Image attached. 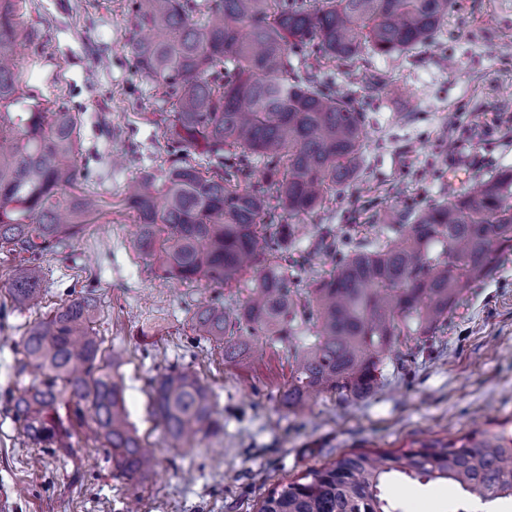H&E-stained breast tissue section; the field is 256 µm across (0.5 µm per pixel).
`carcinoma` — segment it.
<instances>
[{"instance_id":"obj_1","label":"carcinoma","mask_w":512,"mask_h":512,"mask_svg":"<svg viewBox=\"0 0 512 512\" xmlns=\"http://www.w3.org/2000/svg\"><path fill=\"white\" fill-rule=\"evenodd\" d=\"M18 0H0V249L27 254L9 296L39 303L34 261L78 236L99 213L95 193L67 194L77 179L81 133L74 113L45 112L24 99L14 58ZM454 0H129L144 35L129 42L141 78L169 106L167 142L177 157L161 177L131 181L134 251L167 277L242 288L229 306L211 300L192 317L197 339L239 363L259 343H288L291 376L282 402L303 410L311 393L349 400L374 393L387 364L402 360L403 336H432L463 291L512 251V167L418 210L384 209L377 243L318 226L302 259L291 248L299 224H281L270 192L290 218L320 211L327 193L360 177L369 114L355 87L388 84L362 69L372 56H404L430 44ZM345 69L353 88L336 82ZM221 169L200 171L198 152ZM331 259L310 287L306 265ZM98 301L72 298L32 322L10 393L20 433L41 448H71L57 408H73L132 484L155 466L128 420L122 356L102 357ZM158 425L172 448L224 432L218 400L187 367L151 382ZM447 480L461 489L457 512L512 499V432H470L400 451L344 454L270 490L259 512H398L382 487L393 480Z\"/></svg>"}]
</instances>
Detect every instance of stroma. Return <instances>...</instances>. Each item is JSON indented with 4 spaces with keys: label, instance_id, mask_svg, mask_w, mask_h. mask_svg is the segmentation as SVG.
Segmentation results:
<instances>
[{
    "label": "stroma",
    "instance_id": "stroma-1",
    "mask_svg": "<svg viewBox=\"0 0 512 512\" xmlns=\"http://www.w3.org/2000/svg\"><path fill=\"white\" fill-rule=\"evenodd\" d=\"M129 0H23L18 54L27 103L69 107L82 150L73 193L94 192L102 210L92 224L37 266L40 304L19 310L8 295L17 260L0 251V512H258L280 483L342 454L416 448L474 430L512 431V254L470 288L434 337H412L414 364L387 366L378 392L353 401L321 394L299 414L279 402L290 375L288 347L228 364L215 344L197 340L199 302L236 300L232 288L165 278L131 247L129 181L162 175L174 156L161 104L128 53ZM451 66H443V59ZM372 74L398 87L376 96L358 182L329 196L314 221L350 228L373 241L383 208H419L512 166V0H456L442 35L414 56L374 57ZM27 103L18 104L25 111ZM449 141L445 177L431 163ZM94 290L103 347L123 355L125 400L145 445L159 460L133 486L118 477L105 448L78 430L68 453L39 449L20 436L7 402L28 325L64 300ZM190 367L217 394L224 434L197 447L170 448L150 415L149 383L169 367ZM398 512H454L461 496L446 480L391 482Z\"/></svg>",
    "mask_w": 512,
    "mask_h": 512
}]
</instances>
